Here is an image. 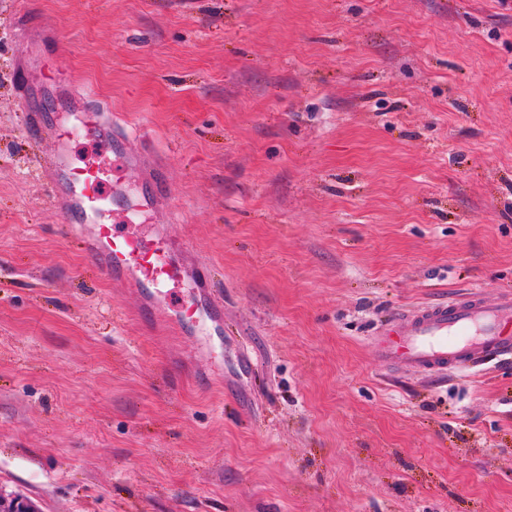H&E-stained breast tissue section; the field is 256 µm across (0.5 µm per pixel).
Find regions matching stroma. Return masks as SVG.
<instances>
[{"mask_svg": "<svg viewBox=\"0 0 512 512\" xmlns=\"http://www.w3.org/2000/svg\"><path fill=\"white\" fill-rule=\"evenodd\" d=\"M42 27L36 46L20 26ZM159 160L222 334L69 233L20 106ZM148 138L136 137L140 127ZM512 291V0H0V493L38 512H512V360L386 364L395 310Z\"/></svg>", "mask_w": 512, "mask_h": 512, "instance_id": "35a3bbf8", "label": "stroma"}]
</instances>
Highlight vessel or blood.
I'll return each instance as SVG.
<instances>
[{
    "instance_id": "vessel-or-blood-1",
    "label": "vessel or blood",
    "mask_w": 512,
    "mask_h": 512,
    "mask_svg": "<svg viewBox=\"0 0 512 512\" xmlns=\"http://www.w3.org/2000/svg\"><path fill=\"white\" fill-rule=\"evenodd\" d=\"M66 102L78 105V112L63 113L49 122L29 106L24 115L32 135L47 136L54 142L47 162L52 171V198L74 227L90 228L92 257L114 284L137 289L144 310L169 307L168 321L181 334L205 328L220 330L224 319L209 298L200 263L190 260L189 244L172 238L168 216L155 209V198L163 188L161 173L146 168L140 155L127 154L126 165L138 172L140 180L139 189L132 194L126 182L102 164L71 163L70 143L75 134L108 141L117 151L122 150L126 137L84 97L72 92ZM117 209L131 218L153 216L151 232H118L107 219L109 212ZM187 283L194 289L192 300L170 306L168 289ZM376 345L386 360L423 372L463 370L478 360L512 355V293H503L492 302L476 295L458 296L410 313L397 311L379 333Z\"/></svg>"
}]
</instances>
